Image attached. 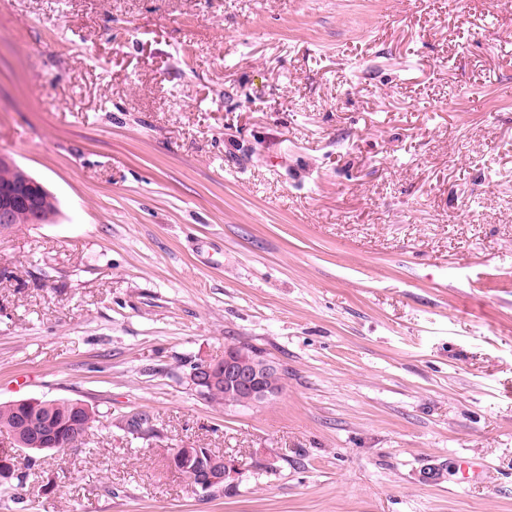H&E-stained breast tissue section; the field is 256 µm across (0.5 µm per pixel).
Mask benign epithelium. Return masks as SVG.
Segmentation results:
<instances>
[{
  "mask_svg": "<svg viewBox=\"0 0 512 512\" xmlns=\"http://www.w3.org/2000/svg\"><path fill=\"white\" fill-rule=\"evenodd\" d=\"M0 164L11 168L16 176L9 182L0 183V225L15 227L14 217L19 211L29 214V223H43L45 203L54 202L47 189L27 174L11 158L0 155ZM278 370L276 361L270 358L256 357L240 347L224 350V358L215 362H198L189 372V383L198 395L205 399L210 390L223 386L235 392L236 404L260 405L279 396L283 388L264 383L267 375ZM24 405L34 408V414L24 422V427L44 432V438L53 439L52 447L63 443L50 420L39 414L46 408L39 400H26ZM240 474L237 465L223 455L208 453L204 464L198 468L185 469V475L192 485L208 495L224 493L227 479Z\"/></svg>",
  "mask_w": 512,
  "mask_h": 512,
  "instance_id": "7a95c632",
  "label": "benign epithelium"
}]
</instances>
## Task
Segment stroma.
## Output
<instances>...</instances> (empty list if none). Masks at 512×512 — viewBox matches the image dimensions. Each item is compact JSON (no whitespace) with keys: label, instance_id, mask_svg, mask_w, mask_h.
<instances>
[{"label":"stroma","instance_id":"1","mask_svg":"<svg viewBox=\"0 0 512 512\" xmlns=\"http://www.w3.org/2000/svg\"><path fill=\"white\" fill-rule=\"evenodd\" d=\"M0 154V403L99 410L0 512H512V0H0ZM240 343L283 393L199 398ZM0 164H5L11 168L16 176L9 182L13 175L6 166H0V225L14 228L17 224H49L56 216L58 208L52 195L36 179L27 174L11 158L0 155ZM47 204L45 208V203ZM21 211V212H18ZM28 212L29 217L26 212ZM18 212L15 224L14 217ZM29 221V222H28ZM185 475L192 485L208 495L224 493V483L229 478L240 474L234 461L228 460L224 455L209 452L204 464L198 468H185Z\"/></svg>","mask_w":512,"mask_h":512}]
</instances>
